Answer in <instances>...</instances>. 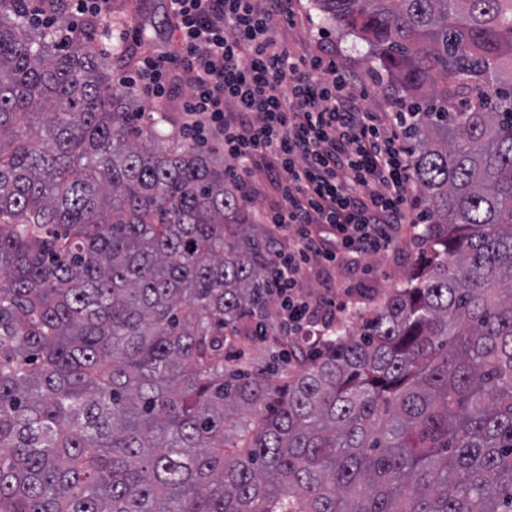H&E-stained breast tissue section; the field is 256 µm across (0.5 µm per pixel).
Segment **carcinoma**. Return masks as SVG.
<instances>
[{"instance_id": "cac0c4a2", "label": "carcinoma", "mask_w": 512, "mask_h": 512, "mask_svg": "<svg viewBox=\"0 0 512 512\" xmlns=\"http://www.w3.org/2000/svg\"><path fill=\"white\" fill-rule=\"evenodd\" d=\"M415 114L426 262L291 375L224 165L0 0V512H512V0H314Z\"/></svg>"}]
</instances>
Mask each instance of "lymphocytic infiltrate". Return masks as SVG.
<instances>
[{
  "label": "lymphocytic infiltrate",
  "mask_w": 512,
  "mask_h": 512,
  "mask_svg": "<svg viewBox=\"0 0 512 512\" xmlns=\"http://www.w3.org/2000/svg\"><path fill=\"white\" fill-rule=\"evenodd\" d=\"M168 14L189 84L183 136L223 152L242 199L257 167L275 198L260 215L277 243L275 337L292 354L321 345L345 304L329 282L305 292L309 266L358 263L422 221L403 139L413 116L369 111L335 61L278 42L294 0H169Z\"/></svg>",
  "instance_id": "1"
}]
</instances>
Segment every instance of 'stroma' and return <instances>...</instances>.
I'll use <instances>...</instances> for the list:
<instances>
[{
    "mask_svg": "<svg viewBox=\"0 0 512 512\" xmlns=\"http://www.w3.org/2000/svg\"><path fill=\"white\" fill-rule=\"evenodd\" d=\"M295 25L280 24L278 39L291 48L308 55H321L333 59L337 67L352 80L353 91L367 89L366 107L374 112L396 109L401 92L389 77L376 74L368 59L369 48L354 35L340 30L325 15L314 8L311 0H298ZM167 0H111L109 19L113 34H125V44L133 48L131 58L113 59L114 75H131L142 57L169 51L175 37L168 24ZM127 92L135 107L147 112H164L169 117L165 133L169 139L179 140L181 116L179 105L188 94L187 86H179L165 99H150L137 87L128 86ZM420 256L412 240H404L389 252L365 257L357 265L341 264L324 271L312 268L304 283L306 292L315 294L323 281H331L339 291L350 292L356 302L336 316V322L360 331L385 301L388 293L406 285L414 274ZM275 318L265 322L266 335H258L255 323L244 319L238 324V335L224 342V363L231 369L249 372L253 364L282 368L279 349L269 336Z\"/></svg>",
    "mask_w": 512,
    "mask_h": 512,
    "instance_id": "1",
    "label": "stroma"
}]
</instances>
